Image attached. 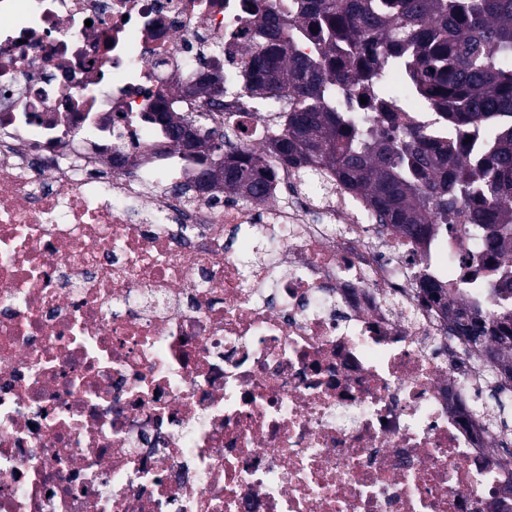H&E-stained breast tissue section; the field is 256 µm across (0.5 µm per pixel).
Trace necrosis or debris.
<instances>
[{
    "label": "necrosis or debris",
    "mask_w": 512,
    "mask_h": 512,
    "mask_svg": "<svg viewBox=\"0 0 512 512\" xmlns=\"http://www.w3.org/2000/svg\"><path fill=\"white\" fill-rule=\"evenodd\" d=\"M255 36L244 0H0V512H512L500 380L420 290L491 312L466 213L419 242L275 155L233 201L149 120L261 150Z\"/></svg>",
    "instance_id": "obj_1"
}]
</instances>
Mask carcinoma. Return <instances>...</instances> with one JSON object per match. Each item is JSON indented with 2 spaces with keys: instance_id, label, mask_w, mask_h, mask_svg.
Here are the masks:
<instances>
[{
  "instance_id": "1",
  "label": "carcinoma",
  "mask_w": 512,
  "mask_h": 512,
  "mask_svg": "<svg viewBox=\"0 0 512 512\" xmlns=\"http://www.w3.org/2000/svg\"><path fill=\"white\" fill-rule=\"evenodd\" d=\"M263 44L243 71L255 112H282L285 128L266 148L249 152L202 127L186 147L203 165L224 153V192L259 200L265 153L309 177L321 170L360 196L379 223L421 241L437 219L480 197L471 223L486 231L489 247L512 252V0H297L280 14L268 0H249ZM314 37L315 55L297 50ZM384 63L401 67L418 99L438 113L448 137L431 141L414 127L399 128L400 104L375 77ZM382 114L379 127L358 132L348 115L360 98ZM478 137L483 152L467 157L456 136ZM422 291L448 312L454 332L473 335L476 319L493 344L473 348L512 372V288L496 287L497 313L488 317L448 300L435 280Z\"/></svg>"
}]
</instances>
